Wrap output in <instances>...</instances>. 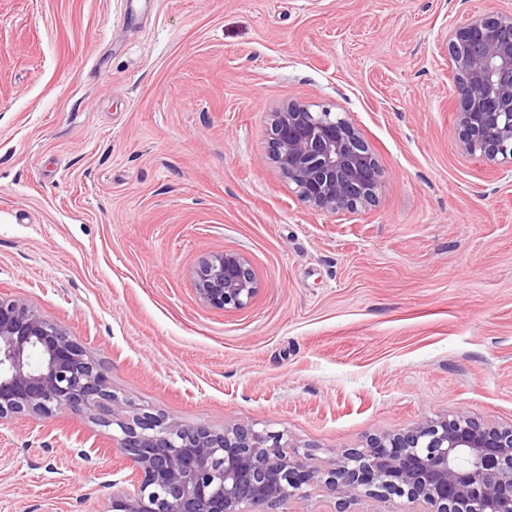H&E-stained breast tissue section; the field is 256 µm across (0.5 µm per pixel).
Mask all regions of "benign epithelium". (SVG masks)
I'll return each instance as SVG.
<instances>
[{"label": "benign epithelium", "mask_w": 512, "mask_h": 512, "mask_svg": "<svg viewBox=\"0 0 512 512\" xmlns=\"http://www.w3.org/2000/svg\"><path fill=\"white\" fill-rule=\"evenodd\" d=\"M454 125L462 153L512 167V10L448 28ZM269 159L296 197L331 215L376 205L384 171L345 112L290 100L271 113ZM200 302L245 307L258 282L245 256H206L194 272ZM61 408L93 416L113 436L130 487L110 512H303L312 494L335 512L362 497H405L413 512H512V426L464 416L425 418L324 466L304 446L251 425L186 426L126 410L86 348L36 309L0 298V424Z\"/></svg>", "instance_id": "benign-epithelium-1"}]
</instances>
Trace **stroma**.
Listing matches in <instances>:
<instances>
[{
    "instance_id": "35a3bbf8",
    "label": "stroma",
    "mask_w": 512,
    "mask_h": 512,
    "mask_svg": "<svg viewBox=\"0 0 512 512\" xmlns=\"http://www.w3.org/2000/svg\"><path fill=\"white\" fill-rule=\"evenodd\" d=\"M512 0H0V297L49 316L130 405L313 449L437 415L512 424V169L461 154L448 27ZM347 113L376 206L312 210L268 115ZM236 250L259 289L202 305ZM113 431L0 426V512H109ZM98 446L97 456L81 449ZM200 302L218 309L245 307L258 291V282L245 256L227 250L206 256L194 272Z\"/></svg>"
}]
</instances>
